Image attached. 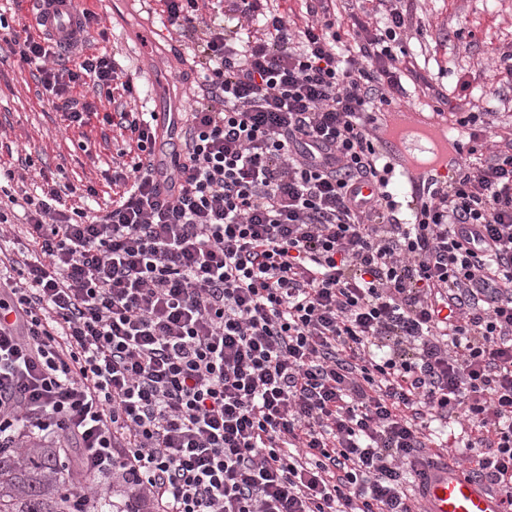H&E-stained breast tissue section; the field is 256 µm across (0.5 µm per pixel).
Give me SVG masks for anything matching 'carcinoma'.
<instances>
[{
    "instance_id": "obj_1",
    "label": "carcinoma",
    "mask_w": 512,
    "mask_h": 512,
    "mask_svg": "<svg viewBox=\"0 0 512 512\" xmlns=\"http://www.w3.org/2000/svg\"><path fill=\"white\" fill-rule=\"evenodd\" d=\"M57 449L34 445L21 463L7 451H0V512H64L58 495L61 471ZM112 512H148L144 493H131L121 473L112 474V500L102 509Z\"/></svg>"
}]
</instances>
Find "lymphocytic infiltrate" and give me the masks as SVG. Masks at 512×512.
I'll return each instance as SVG.
<instances>
[{
	"label": "lymphocytic infiltrate",
	"instance_id": "1",
	"mask_svg": "<svg viewBox=\"0 0 512 512\" xmlns=\"http://www.w3.org/2000/svg\"><path fill=\"white\" fill-rule=\"evenodd\" d=\"M160 3L192 44L183 162L161 193L157 127L116 104L137 153L111 209L68 207L62 175L25 196L23 267L0 276V447L120 471L152 512H417L424 428L452 417L468 477L512 512V133L449 105L473 159L398 220L378 115L417 74L405 0L298 20L227 0L224 25ZM2 53L73 127L95 113L74 88L132 91L107 54L47 67L26 26Z\"/></svg>",
	"mask_w": 512,
	"mask_h": 512
}]
</instances>
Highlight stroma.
Segmentation results:
<instances>
[{"instance_id": "1", "label": "stroma", "mask_w": 512, "mask_h": 512, "mask_svg": "<svg viewBox=\"0 0 512 512\" xmlns=\"http://www.w3.org/2000/svg\"><path fill=\"white\" fill-rule=\"evenodd\" d=\"M126 0H81L93 13L88 35L76 49L77 57L107 53L115 56L138 91L136 107L150 111L154 99L167 97L177 86H190L186 65L176 57L186 45L164 29L159 5L129 8ZM156 28L159 49L135 50L132 35L144 22ZM410 26L418 30L412 51L422 52L415 97L399 102L410 120L425 117L436 124H451L448 106L438 91L469 86L479 92L480 110L498 113L512 123V0H411ZM492 87L496 96H484ZM75 94L98 110L88 125L66 127L60 112L48 103L42 86L20 69L16 58H0V167L23 176L27 191L40 185V171H63L74 184H90L101 209L112 206V159L128 150L129 132L104 122L102 113L113 106L93 86L77 87Z\"/></svg>"}]
</instances>
